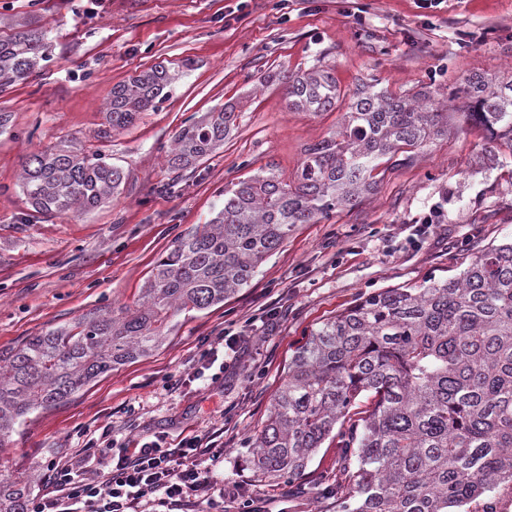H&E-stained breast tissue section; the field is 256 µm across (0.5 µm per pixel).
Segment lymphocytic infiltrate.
Masks as SVG:
<instances>
[{
    "label": "lymphocytic infiltrate",
    "instance_id": "1",
    "mask_svg": "<svg viewBox=\"0 0 512 512\" xmlns=\"http://www.w3.org/2000/svg\"><path fill=\"white\" fill-rule=\"evenodd\" d=\"M216 451L199 437L173 446L159 437L120 449L103 474L92 469L91 455L73 458L52 466L48 489L29 498L25 512H137L149 497L165 512H209L226 488L198 458Z\"/></svg>",
    "mask_w": 512,
    "mask_h": 512
}]
</instances>
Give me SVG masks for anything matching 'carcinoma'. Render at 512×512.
Here are the masks:
<instances>
[{"label":"carcinoma","mask_w":512,"mask_h":512,"mask_svg":"<svg viewBox=\"0 0 512 512\" xmlns=\"http://www.w3.org/2000/svg\"><path fill=\"white\" fill-rule=\"evenodd\" d=\"M0 36V91L48 58L31 23ZM174 77L156 65L112 88V130L168 99ZM291 109L328 112L342 99L325 69L279 72ZM463 121L512 150V73L464 75ZM239 113L221 107L179 128L168 163L183 169L224 145ZM457 126L427 86L404 94L368 85L340 124L308 145L295 180L268 165L224 192V207L178 238L135 308L34 336L0 363V452L32 411L60 403L116 365L165 342L173 318L205 310L248 284L298 224H318L370 192L378 169L423 155ZM125 171L71 146L35 150L22 163L23 193L44 212L104 203ZM339 448L342 512H462L512 484V242L491 245L458 274L385 288L311 331L253 437L248 466L261 480L298 478L327 439ZM28 481L0 494V512H24Z\"/></svg>","instance_id":"obj_1"}]
</instances>
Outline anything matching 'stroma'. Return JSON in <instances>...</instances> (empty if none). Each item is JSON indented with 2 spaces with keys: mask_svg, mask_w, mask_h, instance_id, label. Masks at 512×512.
I'll use <instances>...</instances> for the list:
<instances>
[{
  "mask_svg": "<svg viewBox=\"0 0 512 512\" xmlns=\"http://www.w3.org/2000/svg\"><path fill=\"white\" fill-rule=\"evenodd\" d=\"M361 20H354V12ZM46 30L49 59L0 93L10 115L0 135V354L82 317L135 306L176 239L224 206L225 189L275 165L293 178L305 147L334 129L340 112L289 109L267 75L322 67L342 93L375 83L397 93L432 85L446 112L464 72L512 69V0H443L425 23L417 0H0V20ZM162 64L175 79L156 111L112 131L114 85ZM222 105L240 117L222 147L182 170L165 152L182 122ZM67 143L122 167L127 178L101 206L45 213L20 187L34 150ZM488 135L463 124L426 156L389 167L354 206L301 224L250 282L224 303L177 316L151 356L116 366L64 402L35 410L0 454V475L35 476L66 462L89 438L115 443L208 435L215 478L241 485L224 512H336L337 448L327 441L301 479L259 481L245 463L296 347L355 301L459 272L491 243L512 241V153L485 155ZM440 206L445 221L419 243L416 218ZM274 317L259 322L262 310ZM245 342L230 366L187 381L205 338L223 330Z\"/></svg>",
  "mask_w": 512,
  "mask_h": 512,
  "instance_id": "stroma-1",
  "label": "stroma"
}]
</instances>
